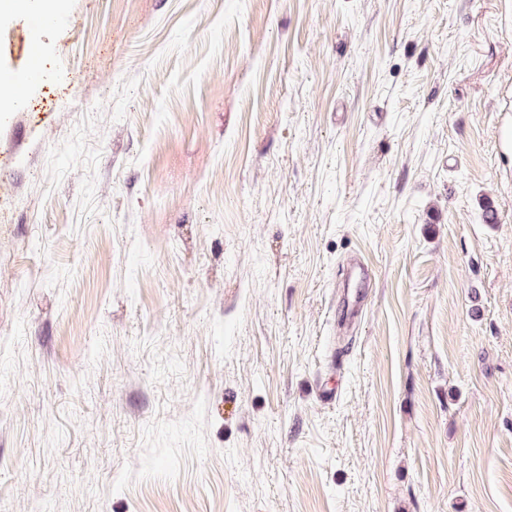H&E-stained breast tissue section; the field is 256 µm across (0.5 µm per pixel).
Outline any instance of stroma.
Listing matches in <instances>:
<instances>
[{"mask_svg": "<svg viewBox=\"0 0 512 512\" xmlns=\"http://www.w3.org/2000/svg\"><path fill=\"white\" fill-rule=\"evenodd\" d=\"M58 2L0 19V512H512V0Z\"/></svg>", "mask_w": 512, "mask_h": 512, "instance_id": "obj_1", "label": "stroma"}]
</instances>
